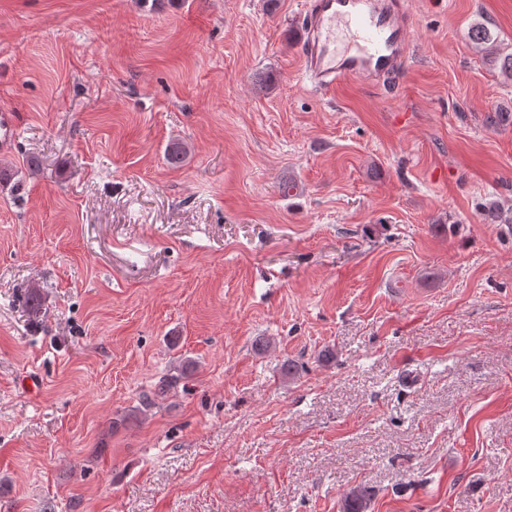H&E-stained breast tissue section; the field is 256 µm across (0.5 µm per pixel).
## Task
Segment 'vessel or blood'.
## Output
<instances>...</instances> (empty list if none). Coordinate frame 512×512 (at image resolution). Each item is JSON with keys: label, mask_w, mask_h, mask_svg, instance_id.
<instances>
[{"label": "vessel or blood", "mask_w": 512, "mask_h": 512, "mask_svg": "<svg viewBox=\"0 0 512 512\" xmlns=\"http://www.w3.org/2000/svg\"><path fill=\"white\" fill-rule=\"evenodd\" d=\"M302 28V77L316 92L351 80L399 85L409 54L404 0H308Z\"/></svg>", "instance_id": "vessel-or-blood-1"}]
</instances>
